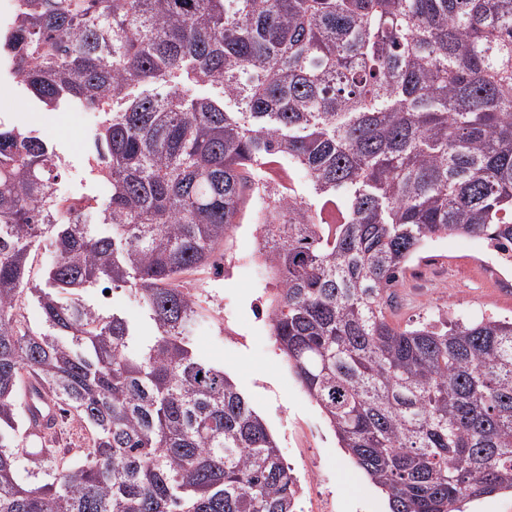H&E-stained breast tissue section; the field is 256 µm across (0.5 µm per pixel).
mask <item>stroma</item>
Listing matches in <instances>:
<instances>
[{
    "mask_svg": "<svg viewBox=\"0 0 512 512\" xmlns=\"http://www.w3.org/2000/svg\"><path fill=\"white\" fill-rule=\"evenodd\" d=\"M0 84L12 90L10 99L0 101V116L42 137L61 156L59 197L107 203L112 188L97 177L91 159L100 113L47 109L14 84L5 68L0 70ZM258 244L257 210L248 203L216 267L183 275V282L198 288L204 308L195 334L197 350L225 370L274 434L283 461L304 482L300 512H389L386 496L339 448L325 414L274 345L267 317L272 284L258 256ZM393 291L387 315L401 326L453 323L485 314L512 317V269L495 265L479 237L426 241ZM86 299L107 313L121 310L137 324L141 336H151V323L131 290L117 289L105 297L93 288ZM311 473L320 480L322 498H313L305 482Z\"/></svg>",
    "mask_w": 512,
    "mask_h": 512,
    "instance_id": "1",
    "label": "stroma"
}]
</instances>
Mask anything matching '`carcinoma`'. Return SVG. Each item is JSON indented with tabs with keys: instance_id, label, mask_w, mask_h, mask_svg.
Returning a JSON list of instances; mask_svg holds the SVG:
<instances>
[{
	"instance_id": "1",
	"label": "carcinoma",
	"mask_w": 512,
	"mask_h": 512,
	"mask_svg": "<svg viewBox=\"0 0 512 512\" xmlns=\"http://www.w3.org/2000/svg\"><path fill=\"white\" fill-rule=\"evenodd\" d=\"M0 61L47 105L100 112L112 186L86 223L90 201L51 193L53 148L0 124V512H296L297 478L198 356L179 284L247 195L265 200L271 336L390 512L512 492V319L387 316L427 239L481 236L512 265V0H16ZM200 83L219 93H185ZM104 284L132 288L150 340L85 300ZM46 391L91 432L69 466L31 425ZM56 260V253L49 242H43L34 255L30 278L33 282H40L43 278L45 270Z\"/></svg>"
}]
</instances>
